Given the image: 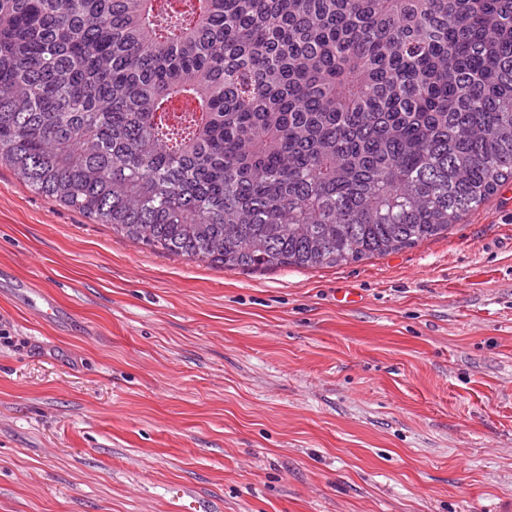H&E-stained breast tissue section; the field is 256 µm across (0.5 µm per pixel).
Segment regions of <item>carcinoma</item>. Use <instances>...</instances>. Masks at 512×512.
<instances>
[{"mask_svg": "<svg viewBox=\"0 0 512 512\" xmlns=\"http://www.w3.org/2000/svg\"><path fill=\"white\" fill-rule=\"evenodd\" d=\"M0 162L224 269L412 247L512 182V0H0Z\"/></svg>", "mask_w": 512, "mask_h": 512, "instance_id": "obj_1", "label": "carcinoma"}]
</instances>
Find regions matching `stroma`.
I'll list each match as a JSON object with an SVG mask.
<instances>
[{
	"mask_svg": "<svg viewBox=\"0 0 512 512\" xmlns=\"http://www.w3.org/2000/svg\"><path fill=\"white\" fill-rule=\"evenodd\" d=\"M0 512H512V183L409 248L224 270L0 162Z\"/></svg>",
	"mask_w": 512,
	"mask_h": 512,
	"instance_id": "35a3bbf8",
	"label": "stroma"
}]
</instances>
